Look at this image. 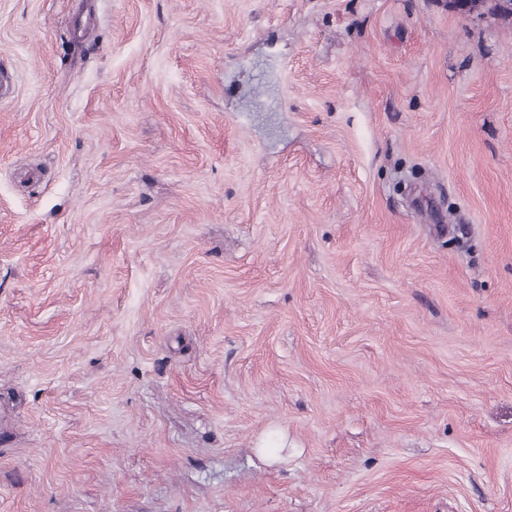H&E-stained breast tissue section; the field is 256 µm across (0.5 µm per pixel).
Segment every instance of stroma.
<instances>
[{
  "mask_svg": "<svg viewBox=\"0 0 512 512\" xmlns=\"http://www.w3.org/2000/svg\"><path fill=\"white\" fill-rule=\"evenodd\" d=\"M0 73V512H512V21L0 0Z\"/></svg>",
  "mask_w": 512,
  "mask_h": 512,
  "instance_id": "1",
  "label": "stroma"
}]
</instances>
